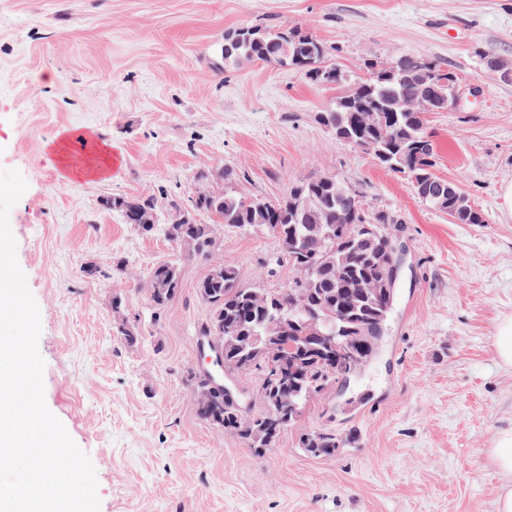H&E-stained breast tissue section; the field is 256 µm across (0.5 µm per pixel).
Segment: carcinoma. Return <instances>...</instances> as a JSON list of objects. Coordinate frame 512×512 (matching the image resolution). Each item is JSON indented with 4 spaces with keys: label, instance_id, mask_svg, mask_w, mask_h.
Masks as SVG:
<instances>
[{
    "label": "carcinoma",
    "instance_id": "carcinoma-1",
    "mask_svg": "<svg viewBox=\"0 0 512 512\" xmlns=\"http://www.w3.org/2000/svg\"><path fill=\"white\" fill-rule=\"evenodd\" d=\"M221 48L226 66L244 63H267L287 66L313 82L314 70L326 62L328 48L322 40L307 31L292 34L287 28L256 25L244 32H235L224 40ZM425 59L406 55L391 62L365 61L369 77L353 84V89L336 97L326 111L329 127L336 138L354 145L364 137L371 139L370 150L378 163L395 173L403 174L409 184L419 179L436 177V153L426 156L416 152L415 144L430 137L423 118L409 110L411 102L422 97L428 83L421 78L420 65ZM361 112L376 116L374 127L352 128L349 120ZM347 186L334 176L310 177L294 184L288 195L281 198H245L231 191H200L190 203L170 204L165 222V233H173L176 240L187 246L181 252L185 259L208 260L224 269L219 278L204 276L198 287L204 289L202 300L210 305V320L221 318L224 325L235 329V335L224 344V370L238 371L255 368L263 375L262 384L273 376L285 375L291 360L301 358L310 344L295 342L290 361L273 373L270 363L277 362L273 352L266 349L265 340L276 334L279 319H291L304 333L309 314L317 315L319 322H328L332 328L333 344L350 351V355L335 362L336 376L354 372L358 360L372 354L371 330L388 316L391 303L373 294L368 297L349 295V286L355 280H380L388 265L384 244L375 239L372 246L364 238L373 236L384 225L395 223L394 217L383 211L361 208L348 213ZM308 198V207H295L297 197ZM430 207L446 213L460 224H483L484 215L475 208L461 216L453 199L426 201ZM193 211L187 222H174L182 211ZM116 211L125 223L148 232L145 219L159 216L154 195L124 196ZM207 213L218 219V224L236 228L261 229L272 233L278 246L290 238H304L295 252L281 253V257L296 271V280H310L304 299L293 303L288 290L247 287L241 284L237 267L216 258L219 251L217 224H205L197 215ZM148 287L152 300L163 307L180 287V268L174 262L156 265L149 276ZM304 412L307 407L306 389L288 396L282 404L281 415L289 416L285 426L298 420L290 408ZM197 408L199 415L226 430L238 434L253 448L264 447L263 425L269 419L268 411L240 419L236 409L224 405V393L212 390L210 382L197 381ZM345 441L328 431L303 434L299 447L311 457L335 455Z\"/></svg>",
    "mask_w": 512,
    "mask_h": 512
}]
</instances>
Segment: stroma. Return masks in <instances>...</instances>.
Wrapping results in <instances>:
<instances>
[{
  "label": "stroma",
  "instance_id": "stroma-1",
  "mask_svg": "<svg viewBox=\"0 0 512 512\" xmlns=\"http://www.w3.org/2000/svg\"><path fill=\"white\" fill-rule=\"evenodd\" d=\"M257 24L315 34L341 83L224 66L225 33ZM484 53L512 63V0H0V169L27 182L9 223L40 309L45 401L95 467L100 512H495L490 450L512 427V368L493 346L512 315V214L500 197L512 182V83L484 68ZM402 55L459 76L460 104L425 125L436 174L461 184L485 223L421 202L319 119L366 76L365 60ZM105 150L106 177L75 175ZM227 167L242 172L232 188L245 197L332 175L396 219L395 302L376 356L260 452L197 412L188 374L206 368L210 307L196 284L208 262L181 259L161 230L106 205L152 194L164 209ZM219 236L242 284L295 279L268 232L223 224ZM173 261L181 285L159 308L147 281ZM321 430L344 448L303 453L300 435Z\"/></svg>",
  "mask_w": 512,
  "mask_h": 512
}]
</instances>
